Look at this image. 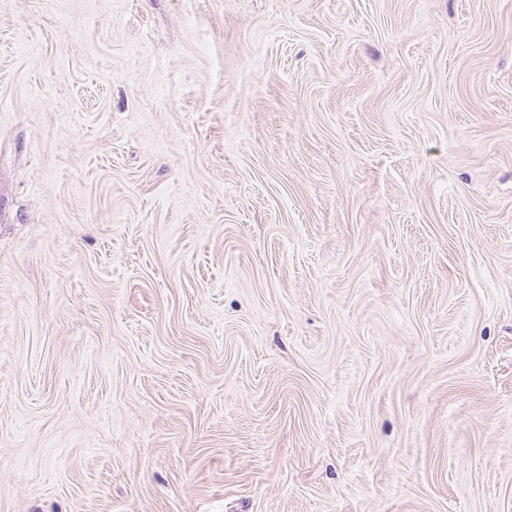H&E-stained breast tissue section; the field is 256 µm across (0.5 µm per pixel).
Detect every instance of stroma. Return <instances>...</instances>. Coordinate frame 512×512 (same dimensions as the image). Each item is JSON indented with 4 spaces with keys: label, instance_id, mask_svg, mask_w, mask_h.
Listing matches in <instances>:
<instances>
[{
    "label": "stroma",
    "instance_id": "35a3bbf8",
    "mask_svg": "<svg viewBox=\"0 0 512 512\" xmlns=\"http://www.w3.org/2000/svg\"><path fill=\"white\" fill-rule=\"evenodd\" d=\"M0 512H512V0H0Z\"/></svg>",
    "mask_w": 512,
    "mask_h": 512
}]
</instances>
